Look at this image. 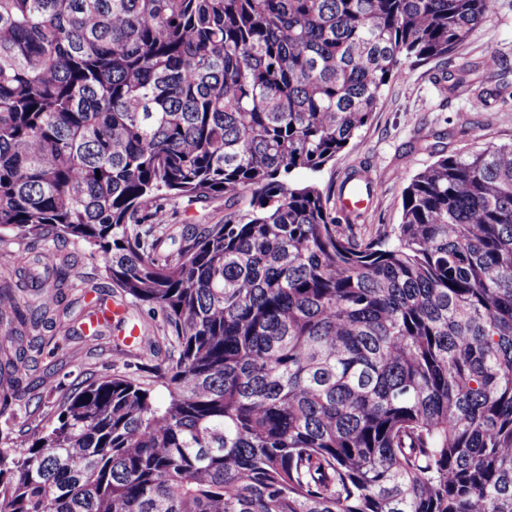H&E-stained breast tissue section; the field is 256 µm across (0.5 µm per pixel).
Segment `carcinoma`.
Returning <instances> with one entry per match:
<instances>
[{
	"label": "carcinoma",
	"mask_w": 512,
	"mask_h": 512,
	"mask_svg": "<svg viewBox=\"0 0 512 512\" xmlns=\"http://www.w3.org/2000/svg\"><path fill=\"white\" fill-rule=\"evenodd\" d=\"M495 4L0 0V231L84 243L100 304L164 318L149 381L0 448V512H512V145L439 155L368 240L292 180ZM214 196L247 205L166 250L160 201ZM72 267L34 256L43 310Z\"/></svg>",
	"instance_id": "1"
}]
</instances>
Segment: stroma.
I'll return each instance as SVG.
<instances>
[{"instance_id": "obj_1", "label": "stroma", "mask_w": 512, "mask_h": 512, "mask_svg": "<svg viewBox=\"0 0 512 512\" xmlns=\"http://www.w3.org/2000/svg\"><path fill=\"white\" fill-rule=\"evenodd\" d=\"M479 58L495 62L483 81L491 98L480 109L473 106L465 91L437 82L441 74L456 72ZM502 88L512 92V0H497L494 13L448 60L418 65L403 62L382 90L370 122L346 149L321 171H301L293 179L317 183L334 198L350 174L371 180L370 203L356 220L354 230L361 237L376 236L400 223L404 187L439 154H466L490 145L512 144V105L502 106L494 96ZM163 207L168 223L213 224L223 218L226 202L213 197L189 206L170 199ZM41 245L70 253L74 267L63 291L74 311L81 309L83 295L91 286L108 285L101 265L83 243L49 235ZM0 253L19 260L18 266L0 272V285L18 289L23 311L31 312L38 298L26 290L20 271L34 256L29 238L13 232L0 234ZM73 313H48L35 330L16 323L0 324V345L9 350L28 347L30 358V370L20 384L21 396L0 398V437L14 438L33 427L65 393L87 379L122 374L148 380L152 361L126 356L127 337L132 325L161 324V315L153 313L150 306H139L127 321L101 326L102 336L96 339L87 336L85 326L76 322Z\"/></svg>"}]
</instances>
